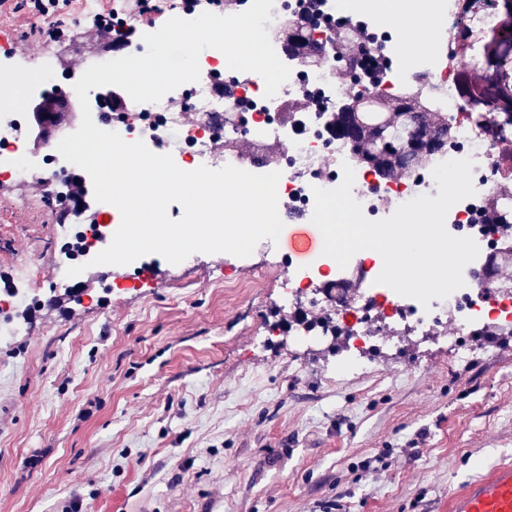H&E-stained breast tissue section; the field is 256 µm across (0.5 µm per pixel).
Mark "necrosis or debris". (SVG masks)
Segmentation results:
<instances>
[{
    "mask_svg": "<svg viewBox=\"0 0 512 512\" xmlns=\"http://www.w3.org/2000/svg\"><path fill=\"white\" fill-rule=\"evenodd\" d=\"M418 0H401L391 12L387 0H322L320 15L308 40L321 44L320 59L289 54L281 34L299 19L307 0H274L268 24L270 40L291 70L289 80L273 97L265 95V81L257 73L228 67L223 53L207 48L199 55L200 79L182 84L155 103H137L122 88L90 90L94 123L118 132L129 142L143 141L156 154L172 155L184 171L231 164L252 173L280 172L278 211L282 221L311 220L314 188L332 189L343 178V165L355 172L352 193L366 218L380 220L417 196H437L433 168L452 159L473 158L474 196L454 204L446 229L456 237L473 238L479 256L463 270L464 287L443 300L422 306L389 286L378 283L382 257L357 264L361 291L350 300L336 295L329 273L337 263L322 257L313 267L288 266V280L280 286L288 306V333L308 344L327 337L346 343L344 370L361 372L378 367L384 350L400 348L399 335L443 336L450 353L471 351L490 328L512 330V286L489 275V258L512 255V123L502 113L474 112L462 99L454 72L461 62L453 35L470 16L456 0H435L434 35L422 55H406L400 33L416 23ZM251 0H168V17L190 20L202 12L220 16L245 11ZM121 41L111 54L92 53L85 64L106 57L141 55L147 50L144 34L160 25L135 14H121ZM358 28L365 50L358 59L337 51V31ZM61 44L46 41L30 71L24 100L0 98V183L15 187L39 180L44 193L38 202L49 223L58 225L53 250L59 259L50 275H43L39 255L27 258L18 277L0 283V338L13 336L19 326L14 314L50 305L57 287H66L77 300H95L110 307L126 288L151 287L149 272L162 261L149 254L131 266L97 265L94 257L106 249L121 224L112 204L96 201L91 177L79 172L57 151V139L75 131L81 115L72 112L58 124L55 139L36 143L40 123L28 101L46 94L73 95L77 73L55 67ZM418 94L424 105L444 115L450 128L446 145L417 166L392 177L366 168L355 147L336 133V114L352 96L376 95L392 99ZM90 264L97 279L84 288L83 276H67L69 267Z\"/></svg>",
    "mask_w": 512,
    "mask_h": 512,
    "instance_id": "necrosis-or-debris-1",
    "label": "necrosis or debris"
}]
</instances>
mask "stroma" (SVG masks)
I'll use <instances>...</instances> for the list:
<instances>
[{
	"instance_id": "35a3bbf8",
	"label": "stroma",
	"mask_w": 512,
	"mask_h": 512,
	"mask_svg": "<svg viewBox=\"0 0 512 512\" xmlns=\"http://www.w3.org/2000/svg\"><path fill=\"white\" fill-rule=\"evenodd\" d=\"M50 238L0 191V274ZM284 252H201L152 293L48 307L0 342V512H448L512 459L511 333L457 357L409 336L337 374L335 346L268 333Z\"/></svg>"
}]
</instances>
